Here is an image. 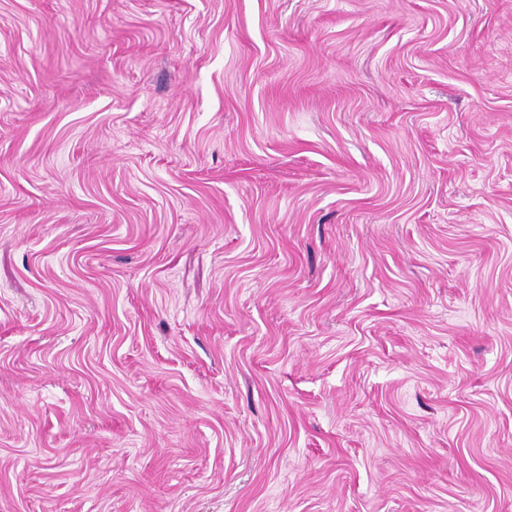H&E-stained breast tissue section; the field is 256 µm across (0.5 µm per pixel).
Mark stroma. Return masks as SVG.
<instances>
[{
	"instance_id": "obj_1",
	"label": "stroma",
	"mask_w": 512,
	"mask_h": 512,
	"mask_svg": "<svg viewBox=\"0 0 512 512\" xmlns=\"http://www.w3.org/2000/svg\"><path fill=\"white\" fill-rule=\"evenodd\" d=\"M0 512H512V0H0Z\"/></svg>"
}]
</instances>
